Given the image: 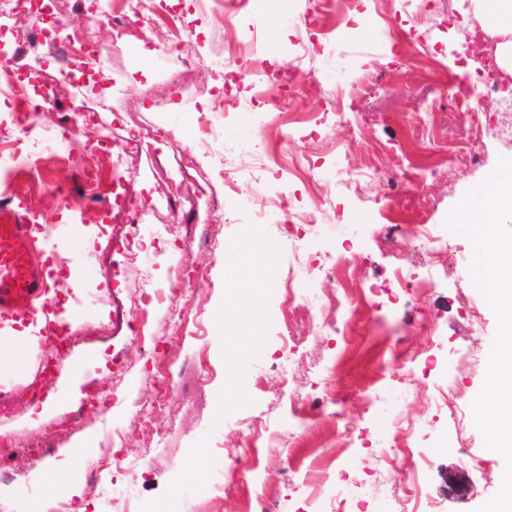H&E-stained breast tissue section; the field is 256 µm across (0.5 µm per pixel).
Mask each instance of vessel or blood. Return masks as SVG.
Returning <instances> with one entry per match:
<instances>
[{
	"label": "vessel or blood",
	"instance_id": "vessel-or-blood-1",
	"mask_svg": "<svg viewBox=\"0 0 512 512\" xmlns=\"http://www.w3.org/2000/svg\"><path fill=\"white\" fill-rule=\"evenodd\" d=\"M33 218L15 202L0 203V315L26 314L45 295L47 265L32 251Z\"/></svg>",
	"mask_w": 512,
	"mask_h": 512
}]
</instances>
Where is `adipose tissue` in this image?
I'll return each mask as SVG.
<instances>
[{"label": "adipose tissue", "mask_w": 512, "mask_h": 512, "mask_svg": "<svg viewBox=\"0 0 512 512\" xmlns=\"http://www.w3.org/2000/svg\"><path fill=\"white\" fill-rule=\"evenodd\" d=\"M473 14L482 29L498 41L496 62L507 75L512 76V0H471ZM236 262L241 271L239 279L230 282L224 293L225 302L245 313L246 319L239 330L227 335L228 347H256V319L262 307L271 305L276 294L269 288L265 276V255L249 248L240 249ZM45 318H37L35 324L16 329L10 326L0 330V372H16L17 352L34 346L38 330L44 327Z\"/></svg>", "instance_id": "adipose-tissue-1"}]
</instances>
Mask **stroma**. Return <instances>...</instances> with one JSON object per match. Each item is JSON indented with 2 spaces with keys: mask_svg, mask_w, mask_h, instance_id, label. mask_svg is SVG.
Wrapping results in <instances>:
<instances>
[{
  "mask_svg": "<svg viewBox=\"0 0 512 512\" xmlns=\"http://www.w3.org/2000/svg\"><path fill=\"white\" fill-rule=\"evenodd\" d=\"M171 4L182 15L175 55L167 51L166 27H155L144 43L119 40L94 0L64 8L66 30L93 28L103 50L89 72L84 103L94 114L74 162L49 154L30 175L26 159L34 150L18 140L20 104L0 95V169L13 172L11 183H0V197L21 196L42 229L37 254L52 253L78 282L76 297L49 299L56 313H68V329L92 333L109 322L114 299L136 294L144 273L161 287L182 279L181 293L156 306L144 338L125 329L78 347L58 360L42 413L27 402L15 408L11 430L37 444L49 423L80 405L87 384L118 388L116 402L87 413L80 430L30 469L34 487L56 498L59 474L67 472L77 487L66 498L70 512H100L85 473L116 429L123 443L113 455L142 462L113 475L111 488L130 512L173 500L178 512H250L258 497L273 512H306L313 490L322 512L339 498L345 512H477L505 470L471 409L496 318L471 280V242L446 220L499 158H512V139L499 133L512 121V86L501 84L480 112L451 91L476 72L475 57H462L456 45L458 33L476 23L470 0H436L430 8L423 0H371L360 14L351 0H338L327 24L341 14L355 23L329 53L310 57V79L292 93L281 68L313 34L317 0H249L221 25L198 0ZM254 40L259 49L245 54ZM236 56L237 75L263 80V94L252 110L223 117L212 107L224 92L225 62ZM184 58L196 66L179 92L167 74ZM281 95L288 106L274 124L264 117L266 104ZM154 96L169 99V111H154ZM100 97L109 110L96 111ZM206 120L218 128L209 145L199 139ZM132 127L176 130L161 145L164 164L146 150L118 165L99 142ZM470 145L479 163L465 161ZM266 147L287 153L289 171L257 178L237 170L240 159ZM399 149L428 166L419 186L427 208L394 197ZM116 173L148 205L138 259L117 266L112 245L123 214L70 208ZM277 191L301 211L323 204L332 223L305 225L290 237L276 221L253 224L254 213L271 212ZM177 194L195 201L181 216L191 230L181 240L163 222L166 200ZM385 224L400 230L384 236ZM253 231L267 243L279 301L296 290L295 342L284 341L278 302L258 319L255 354L224 345L238 325L237 312L224 306V284L237 278L236 251ZM151 346L180 377L149 430L137 402L151 383ZM233 367L245 384L229 397ZM417 472L427 492L421 500L406 492Z\"/></svg>",
  "mask_w": 512,
  "mask_h": 512,
  "instance_id": "obj_1",
  "label": "stroma"
}]
</instances>
